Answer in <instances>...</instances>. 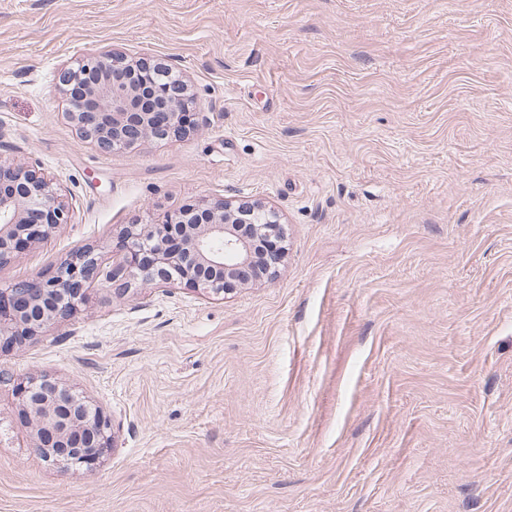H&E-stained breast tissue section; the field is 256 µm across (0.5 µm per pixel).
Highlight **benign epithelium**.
Returning <instances> with one entry per match:
<instances>
[{"mask_svg":"<svg viewBox=\"0 0 512 512\" xmlns=\"http://www.w3.org/2000/svg\"><path fill=\"white\" fill-rule=\"evenodd\" d=\"M60 84L65 94L84 98L83 110L69 117L81 136L104 152L148 136L179 137L197 124L188 81L159 59L112 52L64 70ZM69 221V202L52 178L0 161V264ZM280 225L278 213L263 203L235 206L211 199L169 213L160 224H129L107 258L79 246L47 274L1 287L0 341L20 346L71 316L96 283L123 292L134 282L184 283L221 294L255 277L260 264L276 272L283 257L260 255L255 239L278 232ZM15 393L39 456L65 468H97L112 447L111 420L101 410L48 376L17 383Z\"/></svg>","mask_w":512,"mask_h":512,"instance_id":"7a95c632","label":"benign epithelium"}]
</instances>
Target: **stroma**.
Returning <instances> with one entry per match:
<instances>
[{
    "label": "stroma",
    "mask_w": 512,
    "mask_h": 512,
    "mask_svg": "<svg viewBox=\"0 0 512 512\" xmlns=\"http://www.w3.org/2000/svg\"><path fill=\"white\" fill-rule=\"evenodd\" d=\"M171 61L199 125L102 153L57 84ZM0 159L71 223L0 286L199 199L273 207L275 277L93 285L20 347L110 418L96 471L0 386V512H512V0H0Z\"/></svg>",
    "instance_id": "35a3bbf8"
}]
</instances>
